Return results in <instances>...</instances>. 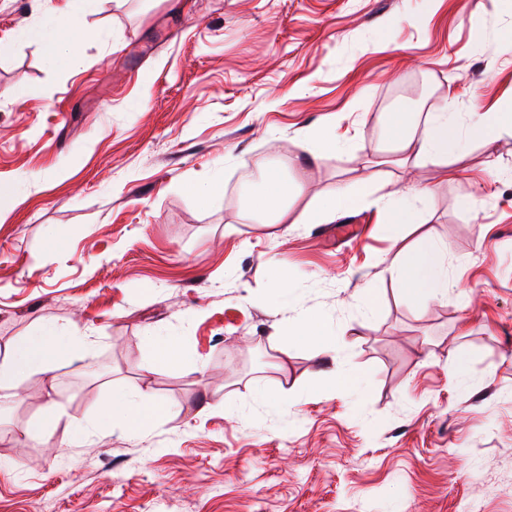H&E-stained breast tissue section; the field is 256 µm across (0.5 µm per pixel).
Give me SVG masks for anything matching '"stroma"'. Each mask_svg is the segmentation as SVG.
Instances as JSON below:
<instances>
[{
	"label": "stroma",
	"mask_w": 512,
	"mask_h": 512,
	"mask_svg": "<svg viewBox=\"0 0 512 512\" xmlns=\"http://www.w3.org/2000/svg\"><path fill=\"white\" fill-rule=\"evenodd\" d=\"M70 12L0 0V355L44 325L95 340L0 391V512H512V134L447 178L397 164L384 129L512 105V9L94 0L78 64L55 65L25 30ZM327 124L344 148L312 158ZM260 159L302 185L289 223L243 219ZM411 186L420 225L396 240L382 197ZM339 190L352 209L300 223ZM422 234L468 301L402 300L387 268ZM309 311L343 330L349 388L289 331ZM162 336L183 361L157 365ZM127 386L164 421L69 446Z\"/></svg>",
	"instance_id": "stroma-1"
}]
</instances>
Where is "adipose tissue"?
I'll return each instance as SVG.
<instances>
[{
  "instance_id": "ef3b65f1",
  "label": "adipose tissue",
  "mask_w": 512,
  "mask_h": 512,
  "mask_svg": "<svg viewBox=\"0 0 512 512\" xmlns=\"http://www.w3.org/2000/svg\"><path fill=\"white\" fill-rule=\"evenodd\" d=\"M410 115L390 113L386 119V135L398 149L414 148L416 159L430 163L440 171L462 170L467 158V143L472 137L490 141L503 130H512V108L483 113L473 124H463L457 113L440 110L428 113L424 131L419 138L407 132ZM264 188L254 195L245 209V215L263 224H283L288 220L286 182L277 172L265 170ZM448 246L445 242L427 237L406 251L395 269L403 297L413 301L444 300L448 297ZM91 336L65 334L54 327L42 328L38 333L21 337L4 355L0 356V387L12 385L25 373H47L55 364L70 359L81 349L90 348ZM163 402L153 395L131 388L112 397L111 405L101 407L92 427L79 431L74 446L85 445L98 429L115 426L131 434L141 433L156 424L165 414Z\"/></svg>"
}]
</instances>
